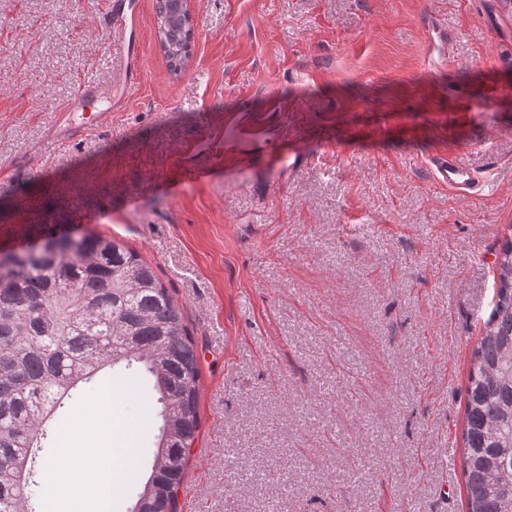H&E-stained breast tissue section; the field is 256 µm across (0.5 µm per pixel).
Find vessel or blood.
Listing matches in <instances>:
<instances>
[{
    "mask_svg": "<svg viewBox=\"0 0 512 512\" xmlns=\"http://www.w3.org/2000/svg\"><path fill=\"white\" fill-rule=\"evenodd\" d=\"M103 22L108 55L121 59L118 76L108 84L94 78L79 82L73 97L58 108L56 126L50 134L52 144L65 145L94 130L101 115L87 112L88 104L100 102L106 108H116L125 104L139 89L141 66L136 37L140 17L136 0H107ZM430 169L434 180L451 190L473 191L482 186L475 169L446 153L435 155Z\"/></svg>",
    "mask_w": 512,
    "mask_h": 512,
    "instance_id": "obj_1",
    "label": "vessel or blood"
}]
</instances>
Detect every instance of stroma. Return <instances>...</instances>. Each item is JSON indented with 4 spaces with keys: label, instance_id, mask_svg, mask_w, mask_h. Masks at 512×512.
<instances>
[{
    "label": "stroma",
    "instance_id": "1",
    "mask_svg": "<svg viewBox=\"0 0 512 512\" xmlns=\"http://www.w3.org/2000/svg\"><path fill=\"white\" fill-rule=\"evenodd\" d=\"M172 77L139 0L141 89L85 139L45 134L106 78L98 0H0V254L116 239L150 263L200 359L178 512H463L471 351L512 237V7L503 0H191ZM298 152L286 168L281 143ZM439 153L489 175L437 184ZM162 424L122 368L58 411L37 469L137 450ZM189 3H190V1H188V0H175L174 4H175V10H176L177 16L181 15L183 13V10H186L187 11V22H186V24L183 23L182 25H180L178 27L179 32L175 35L173 34V32L171 34H168L166 32V37H167L168 41H170V40H174V39L178 38L180 36V34L184 36V34H186L185 33V25H187V28H188L187 38L185 40H183L182 42L184 45V50L191 57L192 46H193V43H194V40L196 37L197 23H196L195 16L192 14V12L189 8Z\"/></svg>",
    "mask_w": 512,
    "mask_h": 512
}]
</instances>
